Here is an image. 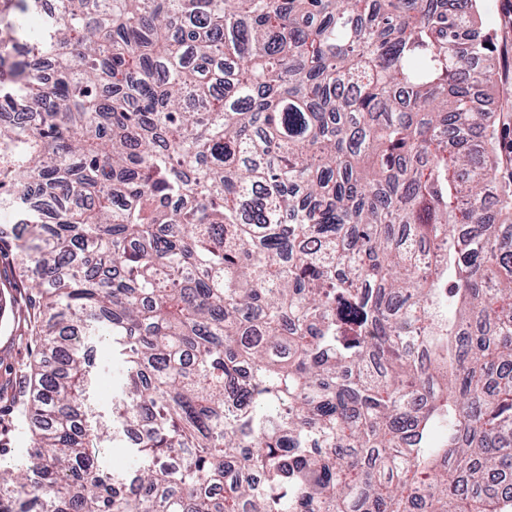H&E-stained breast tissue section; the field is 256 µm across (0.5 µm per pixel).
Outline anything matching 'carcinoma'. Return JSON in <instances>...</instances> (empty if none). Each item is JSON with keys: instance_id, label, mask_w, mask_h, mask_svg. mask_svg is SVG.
<instances>
[{"instance_id": "carcinoma-1", "label": "carcinoma", "mask_w": 512, "mask_h": 512, "mask_svg": "<svg viewBox=\"0 0 512 512\" xmlns=\"http://www.w3.org/2000/svg\"><path fill=\"white\" fill-rule=\"evenodd\" d=\"M41 3L0 0V111L34 119L0 124V213L41 348L0 512H512L481 0ZM109 432L136 433L128 492ZM91 369L96 374V396L100 411L111 415L112 391L119 384V371L115 361L112 365V338L102 336L88 340Z\"/></svg>"}]
</instances>
